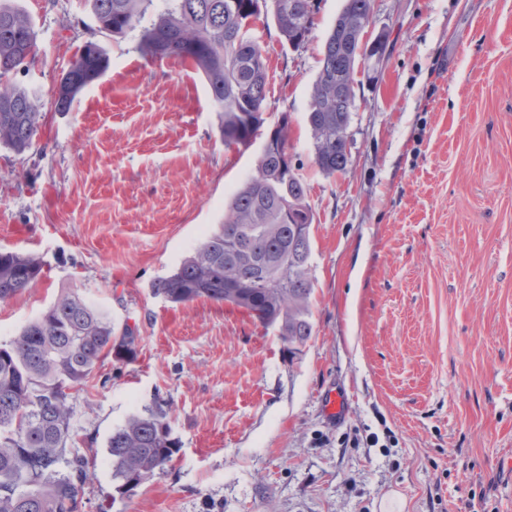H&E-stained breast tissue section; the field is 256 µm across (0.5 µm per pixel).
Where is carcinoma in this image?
Segmentation results:
<instances>
[{
  "instance_id": "1",
  "label": "carcinoma",
  "mask_w": 512,
  "mask_h": 512,
  "mask_svg": "<svg viewBox=\"0 0 512 512\" xmlns=\"http://www.w3.org/2000/svg\"><path fill=\"white\" fill-rule=\"evenodd\" d=\"M270 3L283 40L298 49L312 32V0H85L99 32L140 29L139 51L176 57L202 74L228 147L260 135L274 147L259 156L253 174L232 192L224 223L154 294L174 303L197 298L232 304L271 327L294 353L313 336L310 275L314 214L307 184L288 156L289 119L265 128L267 67L250 36L259 2ZM373 0H345L324 46L307 116L314 161L334 175L349 163L347 130L355 93L352 75L366 55L365 30ZM30 17L0 0V145L25 153L39 129L38 92L16 80L37 51ZM108 67L105 49L86 43L60 78L57 112ZM41 273L31 253L0 250V300L31 287ZM139 336L116 332L107 314L76 294H65L0 346V512H82L88 460L73 446L70 390L86 385L105 358L133 361ZM165 402L131 415L112 431L108 453L117 490L132 493L179 452Z\"/></svg>"
}]
</instances>
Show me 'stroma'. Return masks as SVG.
Wrapping results in <instances>:
<instances>
[{"label": "stroma", "instance_id": "1", "mask_svg": "<svg viewBox=\"0 0 512 512\" xmlns=\"http://www.w3.org/2000/svg\"><path fill=\"white\" fill-rule=\"evenodd\" d=\"M13 3L37 32L25 80L44 107L29 151L0 146V249L43 270L0 301V343L67 292L140 336L133 362L72 392L82 512H382L395 496L402 512H512V0H373L367 35L389 49L354 75L333 176L307 115L344 0H314L297 50L257 19L265 116L288 114L314 213V334L294 356L241 308L152 291L223 221L261 141L225 146L203 78L100 33L81 0ZM90 40L107 70L54 111ZM159 399L180 451L120 494L108 439Z\"/></svg>", "mask_w": 512, "mask_h": 512}]
</instances>
